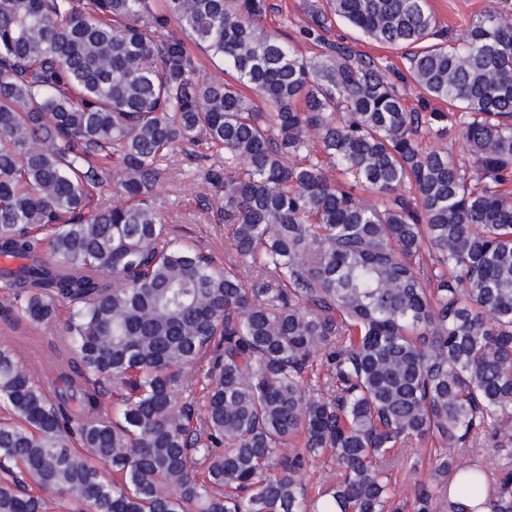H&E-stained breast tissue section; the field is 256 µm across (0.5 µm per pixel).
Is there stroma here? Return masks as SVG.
Here are the masks:
<instances>
[{"label": "stroma", "mask_w": 512, "mask_h": 512, "mask_svg": "<svg viewBox=\"0 0 512 512\" xmlns=\"http://www.w3.org/2000/svg\"><path fill=\"white\" fill-rule=\"evenodd\" d=\"M267 3L265 27L282 40L301 42L313 15L324 13L328 16L323 33L326 42L344 43L363 58L383 62L390 68L391 79L404 74V50L371 40L330 16L328 0H267ZM491 6L512 11V0H429L437 30L445 39L455 37L471 15ZM166 163L172 177L155 189L154 207L162 221L174 226L184 242L211 256L215 265H223L225 258L235 257L236 252L223 226L214 219L212 205L221 196V188L207 180L203 168L188 158L183 148L170 150ZM67 318L68 307L64 304L58 305L54 320L48 324L34 325L0 315V348L13 351L18 359L36 367L37 380L49 390L56 382L58 361L65 355L62 338Z\"/></svg>", "instance_id": "stroma-1"}]
</instances>
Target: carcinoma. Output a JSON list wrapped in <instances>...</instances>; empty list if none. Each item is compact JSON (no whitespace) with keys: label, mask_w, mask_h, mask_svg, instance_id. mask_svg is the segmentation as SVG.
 Instances as JSON below:
<instances>
[{"label":"carcinoma","mask_w":512,"mask_h":512,"mask_svg":"<svg viewBox=\"0 0 512 512\" xmlns=\"http://www.w3.org/2000/svg\"><path fill=\"white\" fill-rule=\"evenodd\" d=\"M331 5L421 47V109L351 47L308 58L267 31V0H0V257L23 260L3 308L70 309L64 388L0 349V470L21 474L0 512H385L391 451L427 445L432 483L395 512H469L448 482L488 474L459 454L512 441V19L492 6L445 45L428 0ZM189 42L225 77L196 78ZM203 138L224 150L222 268L149 203L168 150ZM327 452L317 505L301 476ZM485 505L512 512V460Z\"/></svg>","instance_id":"carcinoma-1"}]
</instances>
